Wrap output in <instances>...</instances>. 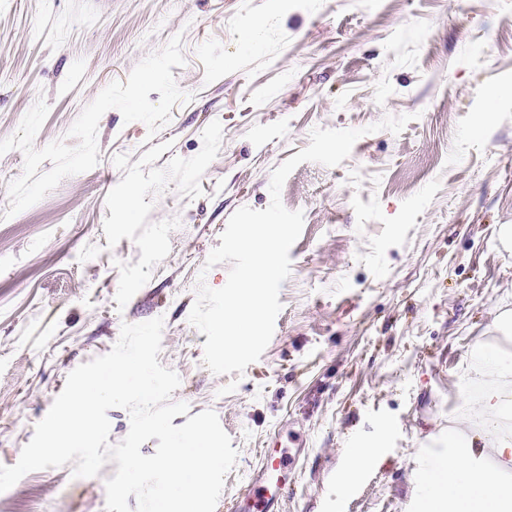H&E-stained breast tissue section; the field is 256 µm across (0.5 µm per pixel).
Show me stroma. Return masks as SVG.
Returning a JSON list of instances; mask_svg holds the SVG:
<instances>
[{
	"label": "stroma",
	"instance_id": "35a3bbf8",
	"mask_svg": "<svg viewBox=\"0 0 512 512\" xmlns=\"http://www.w3.org/2000/svg\"><path fill=\"white\" fill-rule=\"evenodd\" d=\"M182 35L172 67L189 104L150 134L108 110L99 163L6 217L23 154L0 156V465H14L77 366L123 323L163 318L159 362L191 414L211 409L239 451L216 512H230L262 450L300 449L281 512H423L414 473L448 453L472 399L469 367L512 313V0H0V139L37 99L34 145ZM410 115L360 137L281 190L304 214L283 305L239 380L203 362L190 323L198 280L231 215L269 206L271 173L313 129ZM135 194L127 213L116 200ZM236 390L220 395L229 382ZM380 449L339 492L351 448ZM33 471L0 512H105V482Z\"/></svg>",
	"mask_w": 512,
	"mask_h": 512
}]
</instances>
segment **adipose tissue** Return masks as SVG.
Masks as SVG:
<instances>
[{
	"mask_svg": "<svg viewBox=\"0 0 512 512\" xmlns=\"http://www.w3.org/2000/svg\"><path fill=\"white\" fill-rule=\"evenodd\" d=\"M478 351L472 374L481 385L480 412L450 420L447 456L418 470L425 512H512L508 477L492 466L512 455V421L503 417L512 407V359L489 343Z\"/></svg>",
	"mask_w": 512,
	"mask_h": 512,
	"instance_id": "1",
	"label": "adipose tissue"
}]
</instances>
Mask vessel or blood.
<instances>
[{"mask_svg":"<svg viewBox=\"0 0 512 512\" xmlns=\"http://www.w3.org/2000/svg\"><path fill=\"white\" fill-rule=\"evenodd\" d=\"M293 462V456L287 452L267 457L265 465L250 477L235 512H277L278 503L286 491L284 478Z\"/></svg>","mask_w":512,"mask_h":512,"instance_id":"b4317fda","label":"vessel or blood"}]
</instances>
